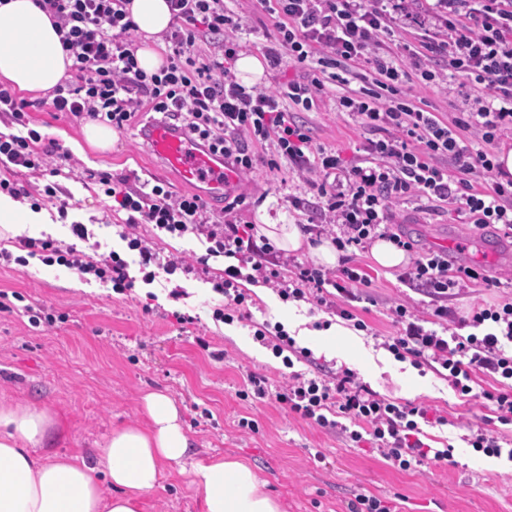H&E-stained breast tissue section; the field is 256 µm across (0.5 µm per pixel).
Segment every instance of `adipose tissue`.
Instances as JSON below:
<instances>
[{
    "instance_id": "ef3b65f1",
    "label": "adipose tissue",
    "mask_w": 512,
    "mask_h": 512,
    "mask_svg": "<svg viewBox=\"0 0 512 512\" xmlns=\"http://www.w3.org/2000/svg\"><path fill=\"white\" fill-rule=\"evenodd\" d=\"M129 11L143 44L138 65L146 73L164 63L151 42L172 21L166 0H131ZM72 64L49 17L33 0H0V81L22 91L47 92ZM260 235L287 252L308 250L315 264L336 266L328 238L311 242L300 225L270 223L259 212ZM147 421L112 430L94 462L79 456H35L47 438L65 440L64 420L27 403H0V512H141L144 498L166 473L189 476L204 512H283L251 464L215 456L194 461L182 413L167 394L142 398Z\"/></svg>"
}]
</instances>
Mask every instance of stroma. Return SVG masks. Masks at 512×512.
<instances>
[{
  "label": "stroma",
  "instance_id": "stroma-1",
  "mask_svg": "<svg viewBox=\"0 0 512 512\" xmlns=\"http://www.w3.org/2000/svg\"><path fill=\"white\" fill-rule=\"evenodd\" d=\"M232 8L246 50L263 55L278 44L274 19L257 11L253 0H234ZM398 39L389 44L401 56L404 42L425 32H442L434 0H416L408 9L393 12ZM435 81L420 77L399 79L400 97L424 99L428 111L445 112L455 99L459 81L447 64L436 68ZM337 83L326 82L320 108L297 113L315 144L353 155L368 132L348 114L336 111ZM30 128L55 140L69 160L62 175L49 179L40 173L18 171L0 162V179L24 185L30 201H41L42 220L20 227L23 235L49 239L56 246L91 248L93 259L118 252L129 263L136 283L119 294L111 283L89 279L84 289L71 288L77 273L58 263L39 261L0 267V402L23 401L49 410L66 421L69 438L56 444L61 455H79L93 461L113 427L145 422L141 397L150 391L171 396L180 407L199 461L221 454L247 460L279 497L283 512H349L355 494L363 492L396 506L398 512H512V461L475 451L464 437L483 427L512 436V424L500 425L485 392L494 382L478 376L471 396H460L433 369L398 361L383 347L396 328L390 309L399 303L427 310V299L403 285L398 270L377 265L369 250L353 257L370 285L353 311L367 328L349 335H331L323 322L328 315L305 302L282 301L275 291L266 297L250 295L245 318L226 324L214 312L224 298L213 285L223 274L224 260L210 258L198 264L206 248L201 237H181L138 225L136 234L148 239L160 260L178 256L192 261L193 270L182 282L158 271L152 284L140 281L139 255L128 250L125 212L112 206L96 175L129 178L131 186L161 184L182 194L177 180L151 158L141 136L150 120L140 114L136 123L119 134L112 151L72 153L70 143L81 140L83 122L51 111L43 95L25 93ZM57 182L68 203L67 215L43 198L49 182ZM246 200L237 220L252 224L259 208L272 219L308 224L309 214L294 209L288 198L298 195L316 201V190L304 182L297 165L280 169L261 166L245 174L240 187ZM394 232L414 243L416 252L448 247L455 265L480 266L489 275H512V238L497 225L474 229L456 214L410 201L395 208ZM88 230L87 240L75 238L72 224ZM182 290L172 298L171 288ZM41 306L55 315L54 324H32L26 306ZM291 322L298 346L309 348L314 362L284 366L280 358L253 339L257 326ZM352 370L358 380L380 395L402 404L424 403L446 425L428 426L424 441L431 447L452 445L453 462L431 461L402 470L373 448L370 441L351 442L331 430L317 427L275 401L245 396L246 376L264 375L271 385L285 382L290 371L306 376ZM144 512H203L200 498L187 477L170 474L144 503Z\"/></svg>",
  "mask_w": 512,
  "mask_h": 512
}]
</instances>
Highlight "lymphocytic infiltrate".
<instances>
[{
    "label": "lymphocytic infiltrate",
    "instance_id": "f902f5d3",
    "mask_svg": "<svg viewBox=\"0 0 512 512\" xmlns=\"http://www.w3.org/2000/svg\"><path fill=\"white\" fill-rule=\"evenodd\" d=\"M50 18L65 50L73 59L69 77L58 84L49 106L76 118L87 117L124 130L138 113L155 112L182 126L190 139L223 154L238 172L257 165L275 170L281 160L304 162L310 172L323 176L317 186L318 202L294 196V208L315 211L316 223L345 227L336 239L340 251L364 249L374 239L392 241L415 257L399 279L423 292L434 304L429 325L406 305L392 308L395 335L384 348L396 359L415 366H439L460 394L471 391L473 373L492 377L495 391L487 393L498 419L512 422V299L473 308L460 316L447 306L455 289L474 284L501 287L502 281L471 266H451L444 251L415 253L413 242L393 232V207L411 197L446 202L464 212L476 228L491 224L512 230V178L494 181L492 147L512 136V0H437L447 38H425L406 56L422 77H431L433 63L447 61L463 76L474 106L445 118L424 110L414 97H396L395 83L405 70L383 54L386 39L394 34V19L386 8L368 6L366 0H257L276 19L278 47L268 49L272 67L289 58L303 70L272 90L246 89L230 78V68L241 44L239 25L225 0H168L172 23L164 32V64L153 74L139 68L137 47L130 38L135 24L126 7L130 0H33ZM361 80L359 89L338 96L337 110L375 132L364 147L363 160H348L335 150L314 145L308 130L294 114L311 110L326 81L347 84ZM26 102L0 87V112L10 113L21 126L18 134H0V157L11 164L50 176L61 175L51 163L55 143L46 142L29 128ZM106 196L127 214L128 227L151 224L173 235L205 236L208 256L233 259L215 292L224 306L215 315L232 321V308L247 299L245 284L272 285L282 301L306 302L352 323L366 324L350 308L358 300V287L369 280L356 266L337 273L298 265L291 274L253 258L254 236L232 215L244 195L225 196L224 212L210 213L196 195L173 196L162 186H128L124 179L99 178ZM29 256L54 250L57 262L83 275L112 282L125 291L134 285L127 261L117 253L101 260L69 246L55 249L52 241L19 238ZM485 334L476 329L485 323ZM255 340L281 356L285 365L311 360L309 349L297 347L282 327L260 325ZM247 384L255 398L275 402L323 428H340L350 441L370 436L393 465L410 469L430 459L448 463L452 446L431 449L420 438L421 423L444 424L424 404H398L356 380L348 369L324 378L294 372L285 385L269 391L267 380L249 374Z\"/></svg>",
    "mask_w": 512,
    "mask_h": 512
}]
</instances>
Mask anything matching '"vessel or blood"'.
Wrapping results in <instances>:
<instances>
[{
  "label": "vessel or blood",
  "mask_w": 512,
  "mask_h": 512,
  "mask_svg": "<svg viewBox=\"0 0 512 512\" xmlns=\"http://www.w3.org/2000/svg\"><path fill=\"white\" fill-rule=\"evenodd\" d=\"M144 138L152 155L177 175L182 186L204 188L207 199H223L240 182L239 174L225 164L223 156L190 140L173 123H152Z\"/></svg>",
  "instance_id": "vessel-or-blood-1"
}]
</instances>
